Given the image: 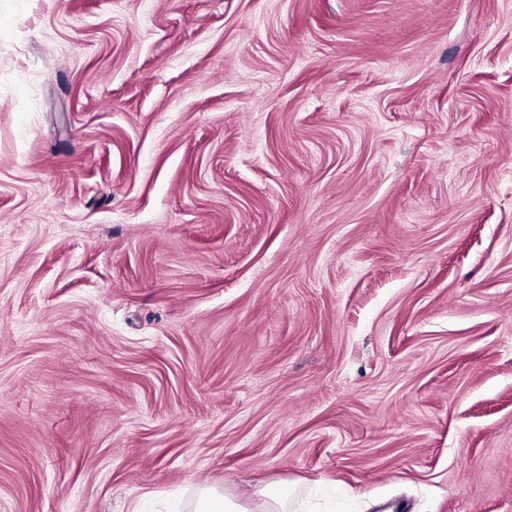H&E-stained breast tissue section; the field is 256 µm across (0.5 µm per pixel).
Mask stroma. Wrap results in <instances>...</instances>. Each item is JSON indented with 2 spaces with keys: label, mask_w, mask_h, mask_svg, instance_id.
<instances>
[{
  "label": "stroma",
  "mask_w": 512,
  "mask_h": 512,
  "mask_svg": "<svg viewBox=\"0 0 512 512\" xmlns=\"http://www.w3.org/2000/svg\"><path fill=\"white\" fill-rule=\"evenodd\" d=\"M512 512V0H0V512ZM293 492V488L284 482H272L261 487L256 492L261 508L255 512H288V503ZM194 512H253L245 504L230 498L222 492L201 487L197 491Z\"/></svg>",
  "instance_id": "stroma-1"
}]
</instances>
